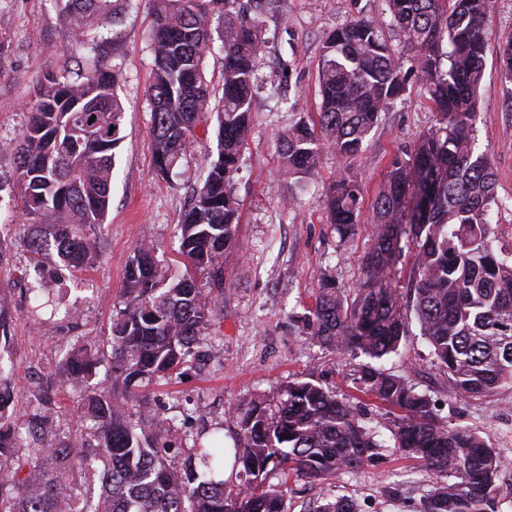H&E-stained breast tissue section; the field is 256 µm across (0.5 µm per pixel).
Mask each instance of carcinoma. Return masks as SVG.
Instances as JSON below:
<instances>
[{
    "label": "carcinoma",
    "instance_id": "carcinoma-1",
    "mask_svg": "<svg viewBox=\"0 0 512 512\" xmlns=\"http://www.w3.org/2000/svg\"><path fill=\"white\" fill-rule=\"evenodd\" d=\"M56 2L76 52L104 40V30L129 6V0ZM220 2L224 94L214 106L205 78L213 9L203 0H152L154 74L147 94L161 178L187 155L201 117L214 112L218 118L217 159L180 224L185 271H164L153 247L138 246L110 335L102 342L76 339L51 373L46 387H69L77 414L94 423L81 449L38 444L24 465H3L23 432L51 433L54 420L44 404L18 422L10 372L0 366V512H286L291 477L326 480L355 472L385 448L379 431L359 419L357 406L303 377L244 404L233 448L244 494H225L218 435L206 448L195 436L182 467L168 461L176 417L162 413L146 388L172 378L199 353L211 300L191 270L208 271L212 285L224 291L223 257L237 246L240 206L229 183L250 126L264 47L250 7ZM386 3L390 21L359 15L327 37L317 122L295 124L283 143L284 163L303 178L315 171L326 146L341 159L358 155L411 83L431 102L437 127L392 159L371 201L374 224L360 288L350 298L325 279L302 316L304 331L339 355L380 360L398 354L413 319L454 397H489L512 387V259L496 252L490 220L504 203L489 159L473 147L492 0ZM395 37L414 55L397 53ZM499 64L512 82V40L499 46ZM120 77L121 68L84 57L77 71L41 85L24 113L20 143H0L1 152L16 158L22 214L48 228L28 239L27 251L40 260L56 255V268L70 273L99 255L93 228L104 223L114 150L123 139ZM323 203L341 237L356 233L363 195L354 177L339 172ZM404 235L414 246L409 304L385 285ZM103 362L111 371L100 379ZM350 382L384 406L395 450L442 477L422 512H498L503 464L485 438L449 427L431 396L370 363L354 368ZM49 459L55 467L45 466ZM275 476L277 484L270 482ZM94 477L96 493L82 483ZM308 512H357V505L345 496L326 497Z\"/></svg>",
    "mask_w": 512,
    "mask_h": 512
}]
</instances>
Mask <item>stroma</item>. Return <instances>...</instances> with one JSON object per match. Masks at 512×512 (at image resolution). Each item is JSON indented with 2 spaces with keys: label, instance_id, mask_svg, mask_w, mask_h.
Here are the masks:
<instances>
[{
  "label": "stroma",
  "instance_id": "1",
  "mask_svg": "<svg viewBox=\"0 0 512 512\" xmlns=\"http://www.w3.org/2000/svg\"><path fill=\"white\" fill-rule=\"evenodd\" d=\"M385 0H277L262 13L264 55L255 74L254 112L241 165L230 180L240 202L236 226L238 248L224 255V290L211 291L206 273L199 288L210 294L211 324L202 333L209 355L182 368L154 389L161 411L175 417L170 461L181 466L185 430H224L232 447L239 430L240 408L249 398L270 393L288 380L313 376L349 397L351 357L328 351L301 331L297 320L324 279L353 293L364 279L363 256L372 231L371 211H364L354 236L340 239L321 201L337 172L358 177L365 198H373L397 150L412 146L436 124V114L420 89H410L387 113L351 159L324 149L314 176L298 181L285 166L280 143L299 119L317 116V68L328 34L360 14L387 19ZM152 26L150 0H135L121 21L108 28L106 40L94 48L100 60L122 70L118 93L126 108L124 139L115 151L110 203L96 228L100 260L89 270L56 279L46 267L52 298L77 309L70 322L51 317L33 325L35 300L25 276L30 256L24 243L33 230L21 214L13 154L0 152V302L12 318V336L0 347V363L12 369L18 415L31 412L35 394L56 368L74 337L102 338L112 325L121 300L128 264L138 245L154 247L162 264L177 263L179 229L199 182L217 157V121L207 115L196 128L197 143L172 178L155 169L151 110L146 90L153 76L148 39ZM488 42L485 74L476 123L477 151L487 153L496 177L502 209L493 211L497 246L512 251V83L498 64L501 43L512 39V0H494L485 22ZM73 34L65 27L55 0H0V141L19 139L24 112L45 78L63 69L77 70ZM384 369L400 374L429 393L449 426H462L484 437L504 465V481L512 483V389L482 399H456L433 366L430 348L418 326H410L398 354L386 357ZM57 431L53 444L80 446L88 432L78 421L70 392H51ZM437 482L419 461L386 449L358 471L328 480L291 478L288 512H307L310 502L325 495L352 498L359 512H420Z\"/></svg>",
  "mask_w": 512,
  "mask_h": 512
}]
</instances>
